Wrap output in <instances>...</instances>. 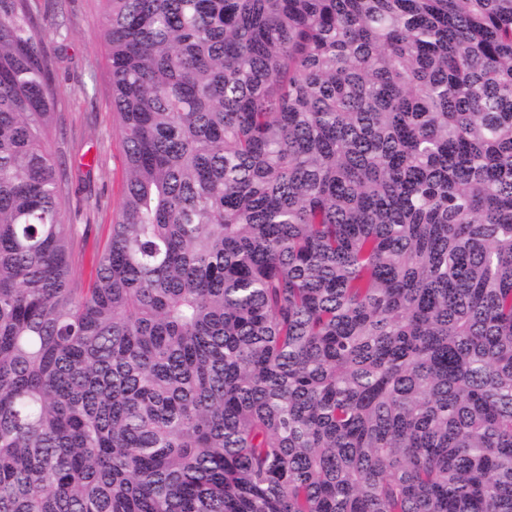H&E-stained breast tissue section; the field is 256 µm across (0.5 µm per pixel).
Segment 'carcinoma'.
I'll return each instance as SVG.
<instances>
[{"label":"carcinoma","mask_w":512,"mask_h":512,"mask_svg":"<svg viewBox=\"0 0 512 512\" xmlns=\"http://www.w3.org/2000/svg\"><path fill=\"white\" fill-rule=\"evenodd\" d=\"M100 3L84 288L0 0V512H512V0Z\"/></svg>","instance_id":"obj_1"}]
</instances>
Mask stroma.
Returning a JSON list of instances; mask_svg holds the SVG:
<instances>
[{"instance_id": "stroma-1", "label": "stroma", "mask_w": 512, "mask_h": 512, "mask_svg": "<svg viewBox=\"0 0 512 512\" xmlns=\"http://www.w3.org/2000/svg\"><path fill=\"white\" fill-rule=\"evenodd\" d=\"M49 22L67 39H46L50 73L58 93L50 148L65 161L66 223L83 234L75 245L74 274L88 284L109 243L122 194L124 152L112 112L106 50L100 38L99 0H44Z\"/></svg>"}]
</instances>
